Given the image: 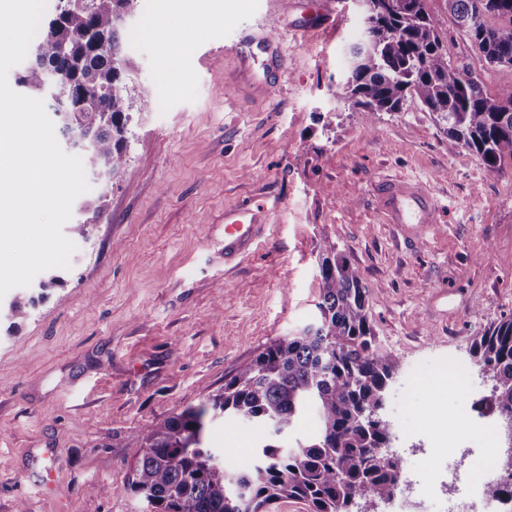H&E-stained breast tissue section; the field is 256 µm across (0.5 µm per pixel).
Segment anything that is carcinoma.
<instances>
[{
  "label": "carcinoma",
  "mask_w": 512,
  "mask_h": 512,
  "mask_svg": "<svg viewBox=\"0 0 512 512\" xmlns=\"http://www.w3.org/2000/svg\"><path fill=\"white\" fill-rule=\"evenodd\" d=\"M138 0H61L31 46L17 84L47 94L67 146L111 183L127 163L133 88L121 47L122 17ZM427 0H363L365 23L336 100L368 118L418 100L456 145L493 170L512 167V85L488 95L470 65L448 60ZM448 12L490 67L512 68V0H448ZM500 23L490 26L487 18ZM319 320L267 345L224 389L142 431L130 489L149 512H272L284 501L308 512H358L401 490L394 433L383 411L399 360L382 350L369 320L360 272L331 249L319 263ZM472 362L491 381L480 408L512 421V317L474 338ZM309 410L312 438L286 451L281 438ZM225 416L258 423L268 438L246 473L224 470L207 432Z\"/></svg>",
  "instance_id": "carcinoma-1"
}]
</instances>
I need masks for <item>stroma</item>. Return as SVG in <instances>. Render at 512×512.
<instances>
[{
  "instance_id": "obj_1",
  "label": "stroma",
  "mask_w": 512,
  "mask_h": 512,
  "mask_svg": "<svg viewBox=\"0 0 512 512\" xmlns=\"http://www.w3.org/2000/svg\"><path fill=\"white\" fill-rule=\"evenodd\" d=\"M450 58L482 69L445 0H429ZM309 0H138L123 28L135 88L127 165L103 216L76 240L60 284L26 319L0 299V512H146L128 489L145 425L195 406L270 342L313 323L318 257L346 255L367 288L378 345L399 359L384 417L396 453L430 470L456 456L455 423L478 419L463 389L436 382L474 336L512 316V169L496 172L455 146L419 101L365 114L333 95L363 24L354 0H334L300 31ZM181 21L174 60L161 18ZM275 34L285 66L244 79L246 37ZM489 93L512 68L483 71ZM417 179L441 207L435 233L405 240L385 223L376 186ZM264 203L269 227L249 254L224 260V212ZM268 435L250 422L213 423L210 447L249 471ZM93 482L111 484L92 495Z\"/></svg>"
}]
</instances>
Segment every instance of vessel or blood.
I'll use <instances>...</instances> for the list:
<instances>
[{"label":"vessel or blood","mask_w":512,"mask_h":512,"mask_svg":"<svg viewBox=\"0 0 512 512\" xmlns=\"http://www.w3.org/2000/svg\"><path fill=\"white\" fill-rule=\"evenodd\" d=\"M263 57L264 75L278 72L282 55L277 43L261 37L256 41ZM380 210L386 223L400 226L406 234L415 236L437 223L439 205L419 182L398 179L382 183L377 188ZM266 225V212L260 206H244L224 215V256L235 259L247 254Z\"/></svg>","instance_id":"obj_1"}]
</instances>
